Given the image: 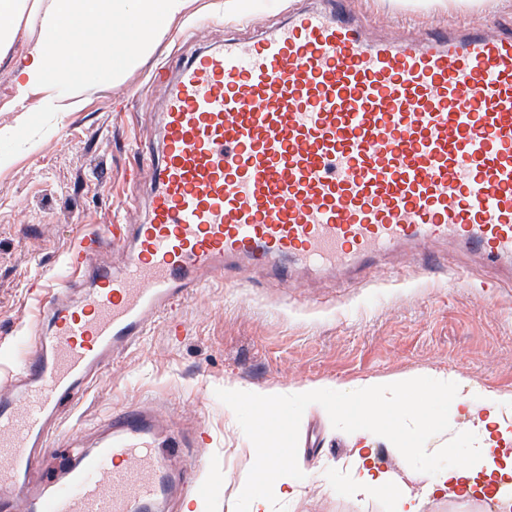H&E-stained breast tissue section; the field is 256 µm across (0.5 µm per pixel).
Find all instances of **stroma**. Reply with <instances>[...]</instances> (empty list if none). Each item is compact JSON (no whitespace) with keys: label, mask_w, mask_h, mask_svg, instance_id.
I'll use <instances>...</instances> for the list:
<instances>
[{"label":"stroma","mask_w":512,"mask_h":512,"mask_svg":"<svg viewBox=\"0 0 512 512\" xmlns=\"http://www.w3.org/2000/svg\"><path fill=\"white\" fill-rule=\"evenodd\" d=\"M225 0H189L155 50L117 80L76 88L68 112H34L19 122L14 63L39 35L40 18L22 22L16 41L0 55V372L37 308L28 285L58 271L64 253L89 225L106 224L104 177L122 186L139 165L134 137L158 140L157 117L176 64L232 38L244 43L279 25L296 0H264L242 15ZM347 14L373 32L404 18L447 19L429 0H345ZM366 286L340 279H308L291 293L247 274L215 281L176 314L184 325L171 343L163 324L112 366L109 382L65 409V425L81 430L142 401L167 410L183 434L205 426L207 448H184L180 462L200 471L211 489L196 512H249L245 490L254 475L255 448L276 444L262 410L231 403L225 386L278 397L316 383L351 384L424 372L453 373L483 390L512 394V287L490 288L460 271L449 254L445 267L419 273L413 256L400 255L388 273L371 272ZM297 462L285 474L294 497L272 498L268 512H391V495L353 498L342 486L353 450L346 435L319 412L302 411L292 437Z\"/></svg>","instance_id":"obj_1"}]
</instances>
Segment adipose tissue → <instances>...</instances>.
I'll return each instance as SVG.
<instances>
[{
  "label": "adipose tissue",
  "mask_w": 512,
  "mask_h": 512,
  "mask_svg": "<svg viewBox=\"0 0 512 512\" xmlns=\"http://www.w3.org/2000/svg\"><path fill=\"white\" fill-rule=\"evenodd\" d=\"M45 6L42 32L28 52L15 63L19 99L38 96L43 112L68 111L75 84L92 77L105 82L137 65L167 29L185 14L188 0H0V50L16 40L25 13ZM135 16L145 27L135 39L120 29L94 42L91 49H77L58 56V47L83 32L103 28ZM292 401L320 408L323 415L347 434L354 450L345 491L358 497L397 484L395 474L376 464L378 444H396L421 460L423 494L402 489L393 499V512H421L424 495L437 492L449 497L472 493L474 488L512 485V394L485 393L477 385L454 375L429 373L395 379H368L353 385L314 384L292 389ZM444 399L449 420H462L465 432H449L444 448L430 446L440 430L425 417L422 404ZM463 456L464 464L439 466L448 456ZM268 454H258L256 475L248 487L251 512H268L271 497H293L294 482L281 473L264 478Z\"/></svg>",
  "instance_id": "adipose-tissue-1"
}]
</instances>
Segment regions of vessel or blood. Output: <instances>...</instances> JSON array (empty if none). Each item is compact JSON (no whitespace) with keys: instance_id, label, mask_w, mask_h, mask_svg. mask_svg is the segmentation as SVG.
Listing matches in <instances>:
<instances>
[{"instance_id":"vessel-or-blood-1","label":"vessel or blood","mask_w":512,"mask_h":512,"mask_svg":"<svg viewBox=\"0 0 512 512\" xmlns=\"http://www.w3.org/2000/svg\"><path fill=\"white\" fill-rule=\"evenodd\" d=\"M149 149L148 217L125 197L113 224L65 255L14 369L0 378V489L23 512H166L210 493L174 451L202 447L142 402L98 425L89 451L26 487L63 403L216 277L363 278L388 255L452 246L512 286V29L449 19L418 42L374 38L335 0H300L276 29L187 59Z\"/></svg>"}]
</instances>
